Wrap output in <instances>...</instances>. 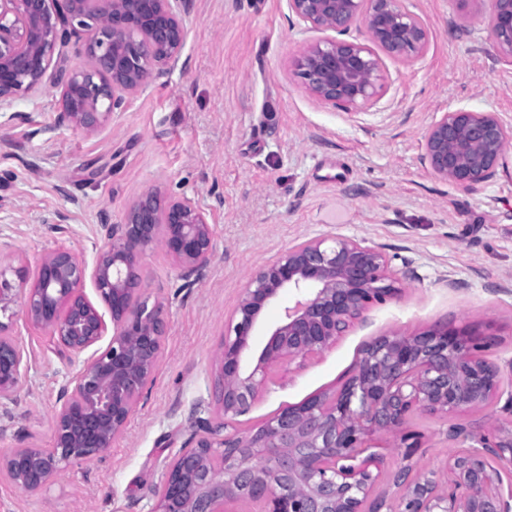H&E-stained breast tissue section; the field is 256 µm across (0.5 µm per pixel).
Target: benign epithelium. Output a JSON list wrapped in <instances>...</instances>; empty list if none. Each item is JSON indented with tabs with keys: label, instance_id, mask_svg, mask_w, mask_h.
<instances>
[{
	"label": "benign epithelium",
	"instance_id": "benign-epithelium-1",
	"mask_svg": "<svg viewBox=\"0 0 512 512\" xmlns=\"http://www.w3.org/2000/svg\"><path fill=\"white\" fill-rule=\"evenodd\" d=\"M193 0H0V107L46 85L59 89L56 121L86 133L149 80L181 60ZM313 30L346 33L361 23L364 43L310 44L295 73L316 100L344 108L369 104L383 90V58L423 53L428 32L401 0H288ZM489 39L512 65V0H489ZM73 44L78 67L53 63ZM512 126L494 112L456 107L429 128L422 158L440 179L464 189L492 180L505 166ZM151 187L123 221L101 225L103 246L89 267L70 249L44 256L31 284L0 271V407L17 402L27 355L13 335L16 312L47 331L66 363L82 362L57 395L52 448L19 444L0 458L13 484L34 495L71 462L102 459L127 422L161 356L163 305L142 295V257L160 246L189 280L213 255V228L193 198L161 201ZM91 281L100 304L85 292ZM387 257L363 241L317 238L262 265L244 288L220 344L221 414L198 418L193 445L168 468L153 512H224L229 502L263 504L262 512H512V427L477 436L478 447L448 463L445 483L393 475L398 494H375L383 459L365 440L394 432L416 409L464 410L494 400L512 416V390L487 356L491 337L455 327L382 336L366 346L355 372L336 390L286 406L248 434L226 431L224 418L248 411L279 364L305 361L336 342L364 312L399 292ZM294 302L248 356L262 310L282 292Z\"/></svg>",
	"mask_w": 512,
	"mask_h": 512
}]
</instances>
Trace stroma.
Masks as SVG:
<instances>
[{"instance_id":"obj_1","label":"stroma","mask_w":512,"mask_h":512,"mask_svg":"<svg viewBox=\"0 0 512 512\" xmlns=\"http://www.w3.org/2000/svg\"><path fill=\"white\" fill-rule=\"evenodd\" d=\"M429 32L414 61L386 59L383 91L349 110L320 103L293 62L320 40L287 0H195L186 70L149 82L93 135L55 122L46 86L0 108V269L34 273L51 251L93 263L101 213L120 223L149 186L195 198L213 227V257L195 281L161 249L146 251L144 294L167 320L162 355L111 454L68 465L36 496L0 473V512H152L167 467L192 434L189 418L219 414L214 351L254 272L297 243L342 236L376 246L401 291L370 307L316 357L273 369L250 410L228 419L249 432L282 407L336 389L364 347L437 326L490 334L491 357L512 381V164L488 183L458 188L421 156L442 112L464 105L512 125V66L486 38V0H402ZM69 214L68 223L56 221ZM29 353L9 411L0 410V455L25 429L48 448L59 387L78 371L49 334L13 318ZM512 418L495 405L409 416L420 437L416 472L445 474L471 432ZM465 428L452 439L451 427Z\"/></svg>"}]
</instances>
